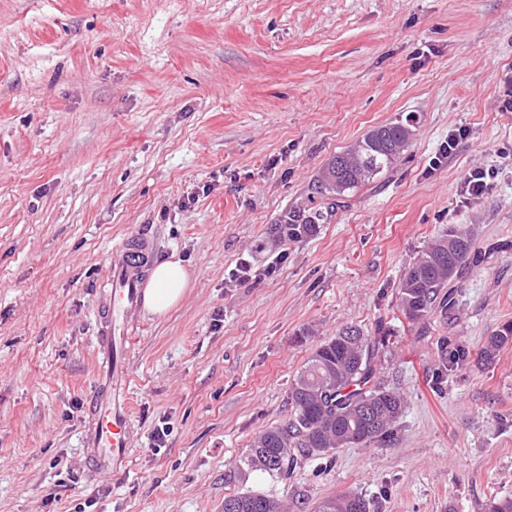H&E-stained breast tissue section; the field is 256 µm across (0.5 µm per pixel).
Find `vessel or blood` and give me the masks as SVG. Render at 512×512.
<instances>
[{
	"label": "vessel or blood",
	"instance_id": "1",
	"mask_svg": "<svg viewBox=\"0 0 512 512\" xmlns=\"http://www.w3.org/2000/svg\"><path fill=\"white\" fill-rule=\"evenodd\" d=\"M156 246L155 237L145 234L123 238L116 246L119 257L104 282L107 303L98 310L96 332L100 372L88 407L84 441L92 467L101 471L124 470L131 452L128 355L137 331L135 315Z\"/></svg>",
	"mask_w": 512,
	"mask_h": 512
}]
</instances>
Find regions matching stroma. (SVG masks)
I'll list each match as a JSON object with an SVG mask.
<instances>
[{
	"label": "stroma",
	"mask_w": 512,
	"mask_h": 512,
	"mask_svg": "<svg viewBox=\"0 0 512 512\" xmlns=\"http://www.w3.org/2000/svg\"><path fill=\"white\" fill-rule=\"evenodd\" d=\"M397 121L413 136L387 171L316 235L272 234L333 155ZM477 167L490 187L464 200ZM452 225L473 239L447 286L458 319L411 322L399 284ZM148 230L189 287L138 315L133 450L98 472L96 308L115 245ZM508 321L512 0H0V512H224L246 489L290 512L340 492L370 512H485L512 498V343L478 353ZM346 326L392 334L375 359L404 400L390 436L285 479L243 468ZM444 338L469 357L437 386Z\"/></svg>",
	"instance_id": "obj_1"
}]
</instances>
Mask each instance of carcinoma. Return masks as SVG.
<instances>
[{
    "instance_id": "carcinoma-1",
    "label": "carcinoma",
    "mask_w": 512,
    "mask_h": 512,
    "mask_svg": "<svg viewBox=\"0 0 512 512\" xmlns=\"http://www.w3.org/2000/svg\"><path fill=\"white\" fill-rule=\"evenodd\" d=\"M410 125L400 121L381 125L360 142L334 155L316 180L319 202L308 209L287 213L275 233L289 240L311 237L336 210V196L355 189L389 168L408 148ZM472 249L470 234L459 226L429 246L405 272L400 283V305L407 319L419 322L438 314L452 318L453 305L439 297L441 288L458 273ZM353 326L318 346L308 358L288 393V421L263 430L253 441L244 465L249 469L286 478L302 462L313 456L351 445H367L387 435L403 409L401 395L374 382L376 345ZM512 342V322L488 337L478 353L489 362ZM440 359L449 371L463 367L468 352L457 346L440 344ZM249 507V512H288V505L256 492L224 498ZM315 512H369L361 496L342 493L323 499Z\"/></svg>"
}]
</instances>
